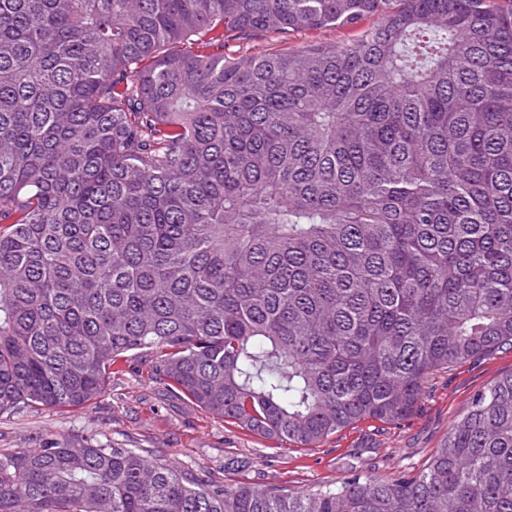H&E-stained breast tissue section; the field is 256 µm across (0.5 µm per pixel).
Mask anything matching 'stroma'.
I'll return each mask as SVG.
<instances>
[{"mask_svg": "<svg viewBox=\"0 0 512 512\" xmlns=\"http://www.w3.org/2000/svg\"><path fill=\"white\" fill-rule=\"evenodd\" d=\"M365 17L332 29L284 37L260 33L226 42V53L288 52L311 43L352 38L371 25ZM112 388L82 408L22 410L0 416V451L36 447L48 437L93 435L119 448L161 456L178 470L205 475L220 484L246 482L267 490L305 492L348 478H394L421 470L446 438L473 396L512 372V350L436 373L420 408L399 424L362 422L329 437L317 448L278 445L224 423L151 380L137 356L112 367Z\"/></svg>", "mask_w": 512, "mask_h": 512, "instance_id": "35a3bbf8", "label": "stroma"}]
</instances>
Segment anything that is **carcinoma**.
Masks as SVG:
<instances>
[{
	"mask_svg": "<svg viewBox=\"0 0 512 512\" xmlns=\"http://www.w3.org/2000/svg\"><path fill=\"white\" fill-rule=\"evenodd\" d=\"M374 23L335 44L229 37ZM512 348V7L0 0V415L112 364L276 443L397 424ZM0 512H512V373L413 476L204 481L93 436L0 453Z\"/></svg>",
	"mask_w": 512,
	"mask_h": 512,
	"instance_id": "obj_1",
	"label": "carcinoma"
}]
</instances>
